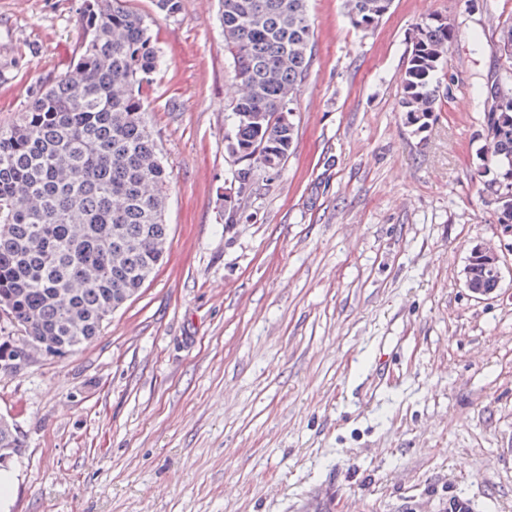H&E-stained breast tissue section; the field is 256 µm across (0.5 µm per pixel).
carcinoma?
Returning <instances> with one entry per match:
<instances>
[{"label": "carcinoma", "mask_w": 512, "mask_h": 512, "mask_svg": "<svg viewBox=\"0 0 512 512\" xmlns=\"http://www.w3.org/2000/svg\"><path fill=\"white\" fill-rule=\"evenodd\" d=\"M125 0H85V36L67 72L39 87L11 125L0 126V304L30 346L72 353L100 336L113 309L135 295L162 260L169 233V175L140 95L164 66L147 19ZM393 0H345L350 24L378 27ZM224 49L243 92L230 108L228 154L235 202L256 190L257 171L275 173L296 136L292 105L308 72L307 0H219ZM444 18L421 24L402 75L400 107L422 129L435 112L448 43ZM512 72L482 100L484 144L476 158L491 175L498 223L512 227ZM484 251L470 256L475 288L497 285ZM0 420V455L22 448Z\"/></svg>", "instance_id": "obj_1"}]
</instances>
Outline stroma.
I'll return each mask as SVG.
<instances>
[{
  "mask_svg": "<svg viewBox=\"0 0 512 512\" xmlns=\"http://www.w3.org/2000/svg\"><path fill=\"white\" fill-rule=\"evenodd\" d=\"M84 0H0V126L65 72ZM151 18L167 66L142 90L171 181L153 278L92 343L0 371L25 446L0 512H512V273L464 285L503 250L476 160L477 94L512 68V0H394L374 30L309 0L313 57L281 171L222 225L238 94L217 0ZM455 31L451 97L408 124L418 24ZM476 248L483 251H476L470 255L469 263L466 267L467 273L466 278H469V282L474 287L466 282L465 287L468 288L473 294L480 296H489L496 292L498 288H494L498 281L502 278V267H498L493 262V257L488 255L484 251H490L489 253L496 257L499 262L500 256L498 251L490 246L477 245Z\"/></svg>",
  "mask_w": 512,
  "mask_h": 512,
  "instance_id": "stroma-1",
  "label": "stroma"
}]
</instances>
